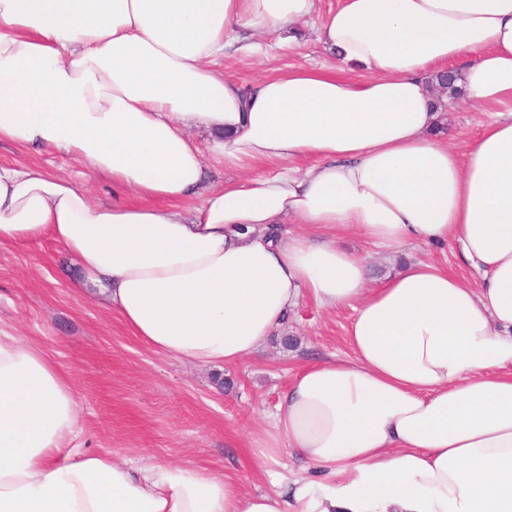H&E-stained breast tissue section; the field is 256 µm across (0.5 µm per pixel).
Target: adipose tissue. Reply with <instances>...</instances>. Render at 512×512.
Listing matches in <instances>:
<instances>
[{
    "mask_svg": "<svg viewBox=\"0 0 512 512\" xmlns=\"http://www.w3.org/2000/svg\"><path fill=\"white\" fill-rule=\"evenodd\" d=\"M302 24L327 63L225 78ZM455 62L469 104L512 109V0H0V142L131 196L0 165V246L51 237L144 345L199 365L254 355L302 298L352 311L349 358L303 367L270 416L266 493L82 450L67 374L0 330V512H512V112L465 154L442 141L429 84ZM209 158L241 179L201 191ZM336 227L397 253L455 242L484 278L372 281L314 235ZM285 448L311 476L278 472ZM0 163L29 164L37 163L50 171L65 177H71L87 189L91 198L98 203L112 204L114 202L130 201L131 196L112 194V185L103 178L82 177L79 164L68 155L55 149L19 150L8 143L0 145Z\"/></svg>",
    "mask_w": 512,
    "mask_h": 512,
    "instance_id": "obj_1",
    "label": "adipose tissue"
}]
</instances>
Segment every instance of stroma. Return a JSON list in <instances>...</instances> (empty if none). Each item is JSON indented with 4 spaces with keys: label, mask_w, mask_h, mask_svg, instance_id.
Returning <instances> with one entry per match:
<instances>
[{
    "label": "stroma",
    "mask_w": 512,
    "mask_h": 512,
    "mask_svg": "<svg viewBox=\"0 0 512 512\" xmlns=\"http://www.w3.org/2000/svg\"><path fill=\"white\" fill-rule=\"evenodd\" d=\"M312 28L299 41L257 59L233 54L224 73L247 85L259 77L324 62ZM444 133L465 152L490 113L461 96L445 102ZM0 163H37L65 177L79 178L98 203L116 200L103 178L80 177V166L54 149L20 150L0 145ZM337 242L366 257L374 276L394 273L401 261L448 266L472 285L481 276L461 260L455 245L414 242L402 253L379 252L363 238L340 233ZM79 272L62 248L44 237L0 247V327L51 353L67 373L81 411L85 450L109 449L130 464L190 463L229 471L242 489L270 490L254 450L268 416L303 363L347 358L345 328L350 309H327L302 300L278 334L244 362L222 369L201 367L157 353L138 340L91 290H76Z\"/></svg>",
    "instance_id": "stroma-1"
}]
</instances>
